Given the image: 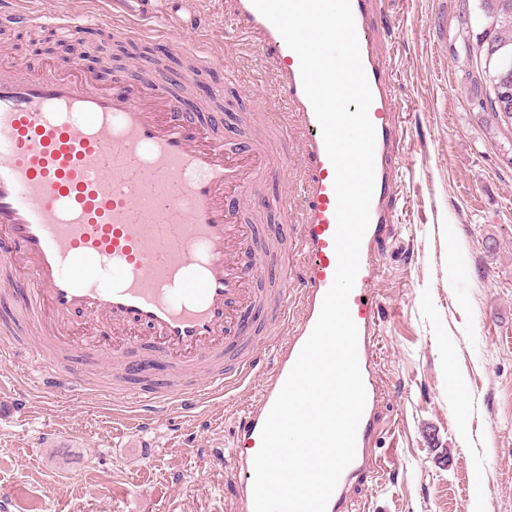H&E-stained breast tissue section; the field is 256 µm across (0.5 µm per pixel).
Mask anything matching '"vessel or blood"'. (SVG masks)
I'll use <instances>...</instances> for the list:
<instances>
[{
  "instance_id": "1",
  "label": "vessel or blood",
  "mask_w": 512,
  "mask_h": 512,
  "mask_svg": "<svg viewBox=\"0 0 512 512\" xmlns=\"http://www.w3.org/2000/svg\"><path fill=\"white\" fill-rule=\"evenodd\" d=\"M191 0H122L128 34L168 30ZM243 41H259L285 91L289 112L271 136L230 141L205 112L184 108L163 71H128L100 87L79 61L23 75L0 63V266L13 277L0 293L21 295L36 329L30 385L48 398L95 393L126 403L133 426L188 411L262 383L237 415L227 485L235 512H254L253 460L261 430L320 314L337 266L334 168L301 80L298 55L252 5L227 0ZM362 64L372 92L375 189L360 269L349 296L358 329L366 406L356 455L326 512H349L351 486L372 466L370 441L382 402L373 347L381 313L376 248L401 191L394 146L404 129L373 22V0H351ZM150 26L138 27L134 18ZM0 25L40 26L59 36L98 31L100 18L0 11ZM302 138L299 192L265 203L296 229L297 278L255 241L245 221L272 170L287 171L288 128ZM250 254L242 264V254ZM268 307L263 350L253 347L255 314ZM268 351L272 367L260 353ZM81 353L115 364L114 383L91 388L66 360Z\"/></svg>"
}]
</instances>
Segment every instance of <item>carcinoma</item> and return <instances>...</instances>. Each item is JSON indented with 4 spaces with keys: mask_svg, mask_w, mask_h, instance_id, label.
Returning a JSON list of instances; mask_svg holds the SVG:
<instances>
[{
    "mask_svg": "<svg viewBox=\"0 0 512 512\" xmlns=\"http://www.w3.org/2000/svg\"><path fill=\"white\" fill-rule=\"evenodd\" d=\"M479 10L482 31L462 46L473 98L497 124L512 127V0H479Z\"/></svg>",
    "mask_w": 512,
    "mask_h": 512,
    "instance_id": "1",
    "label": "carcinoma"
}]
</instances>
